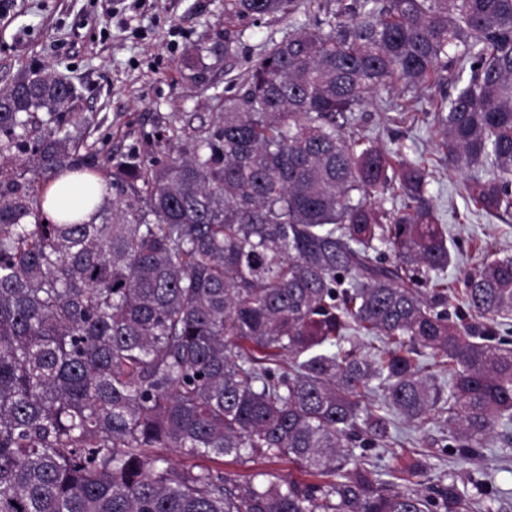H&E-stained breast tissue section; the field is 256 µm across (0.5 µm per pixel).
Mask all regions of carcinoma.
Returning a JSON list of instances; mask_svg holds the SVG:
<instances>
[{
    "label": "carcinoma",
    "mask_w": 512,
    "mask_h": 512,
    "mask_svg": "<svg viewBox=\"0 0 512 512\" xmlns=\"http://www.w3.org/2000/svg\"><path fill=\"white\" fill-rule=\"evenodd\" d=\"M303 5L214 126H159L149 157L77 136L63 77L0 88V512H472L467 486L433 504L346 449L388 447L397 417L448 423L462 462L512 449V255L449 291L429 171L359 129L385 91L477 169L467 205L512 211V0H224V59L237 21ZM67 173L105 182L89 222L43 214ZM226 457L310 480L201 464ZM230 458L224 459V464H215L209 461L202 462L210 466L220 467L224 472L229 474L232 478L236 479L238 483L243 484L250 479L251 475L260 470L274 471L280 475L287 476L288 474L296 479H307L305 472L294 462H290L288 458L275 459L272 462L258 461L249 462L247 464H238L228 462Z\"/></svg>",
    "instance_id": "carcinoma-1"
}]
</instances>
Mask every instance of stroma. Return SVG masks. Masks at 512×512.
<instances>
[{
  "mask_svg": "<svg viewBox=\"0 0 512 512\" xmlns=\"http://www.w3.org/2000/svg\"><path fill=\"white\" fill-rule=\"evenodd\" d=\"M311 21L304 13L292 23L271 15L257 27L241 20L243 58L228 62L212 51L224 41V0H10L0 15V88L32 70L66 76L78 89L81 115L90 119L88 142L145 154L153 149L148 135L157 124L213 126L217 97L242 73L245 60L257 59L266 40ZM361 124L388 147L404 148L409 158L426 164L429 201L454 248V262L444 273L449 288H462L484 249L512 254V212L472 213L460 194L469 169L440 161L425 127L384 120L372 107ZM447 434L444 422L418 428L398 419L390 447L357 448L353 454L379 472L398 456L426 459L420 478L425 492L463 482L481 512H512V453L487 448L475 463L462 464L453 449L438 447Z\"/></svg>",
  "mask_w": 512,
  "mask_h": 512,
  "instance_id": "35a3bbf8",
  "label": "stroma"
}]
</instances>
